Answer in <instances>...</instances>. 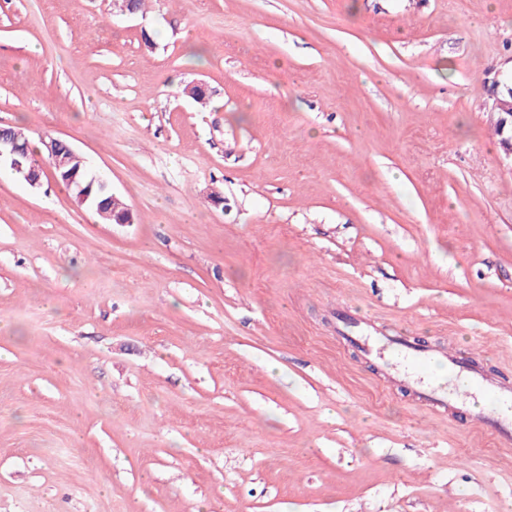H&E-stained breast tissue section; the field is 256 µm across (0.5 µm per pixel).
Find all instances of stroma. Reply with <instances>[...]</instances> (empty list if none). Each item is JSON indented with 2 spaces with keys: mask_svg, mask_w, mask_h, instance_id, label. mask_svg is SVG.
I'll list each match as a JSON object with an SVG mask.
<instances>
[{
  "mask_svg": "<svg viewBox=\"0 0 512 512\" xmlns=\"http://www.w3.org/2000/svg\"><path fill=\"white\" fill-rule=\"evenodd\" d=\"M511 81L512 0H0V125L135 215L0 173V512H507L358 338L512 378ZM494 110H499L500 112H496L500 115V123L502 126V133L506 131L505 135L501 134V127L498 122L496 125V132L498 135H501V145L503 149L508 153V155L512 158V91L509 92V99L501 98L500 95H496L494 104ZM41 143L46 154V161L50 167L54 164L58 165L60 157V169L57 171L53 168L55 176L72 192L76 199L80 195H87L88 199L83 205L89 207L95 213L99 206L104 208L107 211L99 208L98 213L103 220L112 221V224L134 223V215L130 209L120 212L127 205L113 193L111 186L98 178L96 179L101 184H106L104 187H101L98 182L91 183L93 176L88 172V168L78 154L73 152L72 149L62 148L63 142L53 136H43ZM61 148L65 151L59 156Z\"/></svg>",
  "mask_w": 512,
  "mask_h": 512,
  "instance_id": "1",
  "label": "stroma"
}]
</instances>
